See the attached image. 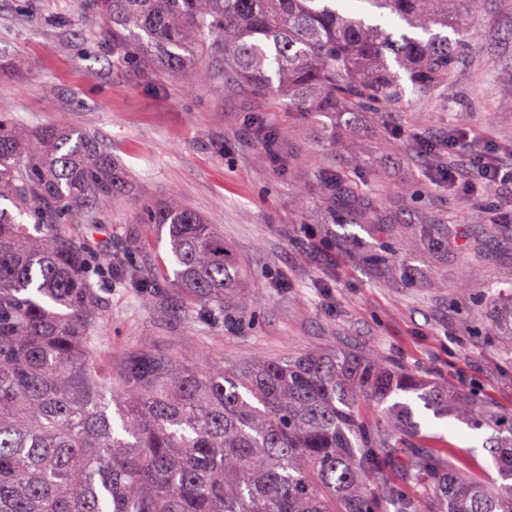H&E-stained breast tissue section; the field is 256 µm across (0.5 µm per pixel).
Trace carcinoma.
Wrapping results in <instances>:
<instances>
[{"label":"carcinoma","instance_id":"cac0c4a2","mask_svg":"<svg viewBox=\"0 0 512 512\" xmlns=\"http://www.w3.org/2000/svg\"><path fill=\"white\" fill-rule=\"evenodd\" d=\"M93 2L112 25V54L137 69L204 63L198 78L219 95L282 93L321 117L402 112L407 92L447 83L484 0H366L377 23L345 14L343 0ZM248 122L289 168L278 134L257 115ZM316 179L390 233L347 176ZM125 196L112 154L82 130L0 117V202L10 203L0 206V512H512V416L377 354L309 350L226 368L145 353L115 375L94 366L112 352L95 333L109 318L104 274L148 300L167 284L229 315L244 280L224 234L174 196L131 201L137 223L168 227L171 266L142 275L134 227L103 250L99 231ZM488 316L512 338V301ZM416 401L492 430L497 477L429 445Z\"/></svg>","mask_w":512,"mask_h":512}]
</instances>
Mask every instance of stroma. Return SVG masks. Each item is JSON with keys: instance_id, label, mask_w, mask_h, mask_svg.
I'll return each instance as SVG.
<instances>
[{"instance_id": "1", "label": "stroma", "mask_w": 512, "mask_h": 512, "mask_svg": "<svg viewBox=\"0 0 512 512\" xmlns=\"http://www.w3.org/2000/svg\"><path fill=\"white\" fill-rule=\"evenodd\" d=\"M112 30L90 0H0V113L35 128L65 122L111 151L133 196H176L219 225L245 271L240 319L164 289L160 303L107 285L101 333L112 363L141 351L233 365L305 349L376 352L387 361L512 413V341L491 329L486 304L512 293V236L482 224L512 213V185L475 201L437 182V165L512 154V0H486L446 85L412 96L384 141L378 112L318 120L276 96H215L193 69L140 72L113 56ZM259 112L285 131L280 171L247 122ZM346 173L379 201L403 236L430 224L432 244L407 271L371 263L389 240L345 202L325 200L318 170ZM446 453L484 458L486 431L417 409Z\"/></svg>"}]
</instances>
